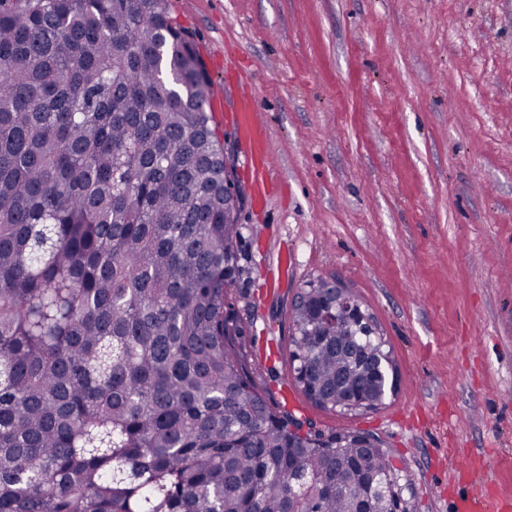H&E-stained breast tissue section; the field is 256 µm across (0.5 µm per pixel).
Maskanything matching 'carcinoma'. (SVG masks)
Masks as SVG:
<instances>
[{
    "instance_id": "carcinoma-1",
    "label": "carcinoma",
    "mask_w": 512,
    "mask_h": 512,
    "mask_svg": "<svg viewBox=\"0 0 512 512\" xmlns=\"http://www.w3.org/2000/svg\"><path fill=\"white\" fill-rule=\"evenodd\" d=\"M211 88L165 0H0V512H390L372 436L255 382ZM334 305L294 301L295 384L375 408Z\"/></svg>"
}]
</instances>
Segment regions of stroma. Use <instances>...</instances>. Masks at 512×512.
<instances>
[{
  "instance_id": "stroma-1",
  "label": "stroma",
  "mask_w": 512,
  "mask_h": 512,
  "mask_svg": "<svg viewBox=\"0 0 512 512\" xmlns=\"http://www.w3.org/2000/svg\"><path fill=\"white\" fill-rule=\"evenodd\" d=\"M213 80L250 273L232 293L258 387L377 437L414 512L512 498V0H168ZM255 96L266 195L232 117ZM342 281L397 376L360 412L297 390L290 313Z\"/></svg>"
}]
</instances>
